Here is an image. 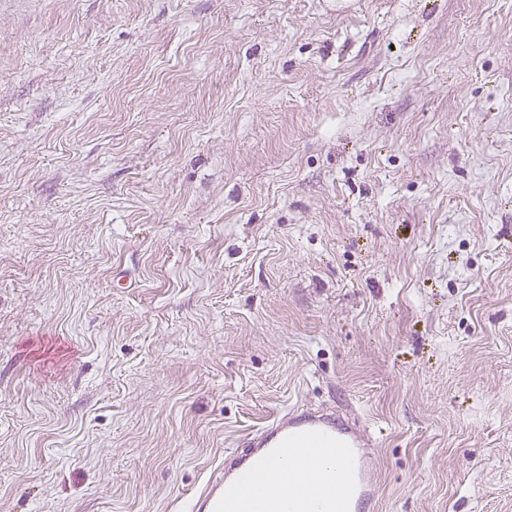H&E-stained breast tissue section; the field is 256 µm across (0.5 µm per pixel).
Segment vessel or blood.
<instances>
[{"mask_svg":"<svg viewBox=\"0 0 512 512\" xmlns=\"http://www.w3.org/2000/svg\"><path fill=\"white\" fill-rule=\"evenodd\" d=\"M375 439L364 425L339 410L290 408L249 434L241 448L227 455L220 472L207 479L188 498V512H253L256 487L243 483V471H258L268 461L301 460L308 451L321 455L324 466L339 470L342 485L312 471L308 480L265 474L261 478L272 496L291 490L298 503L328 500L327 512H370L377 494L371 462Z\"/></svg>","mask_w":512,"mask_h":512,"instance_id":"obj_1","label":"vessel or blood"}]
</instances>
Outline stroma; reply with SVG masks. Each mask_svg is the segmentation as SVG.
<instances>
[{
    "mask_svg": "<svg viewBox=\"0 0 512 512\" xmlns=\"http://www.w3.org/2000/svg\"><path fill=\"white\" fill-rule=\"evenodd\" d=\"M295 405L512 512V0H0V512H182Z\"/></svg>",
    "mask_w": 512,
    "mask_h": 512,
    "instance_id": "1",
    "label": "stroma"
}]
</instances>
